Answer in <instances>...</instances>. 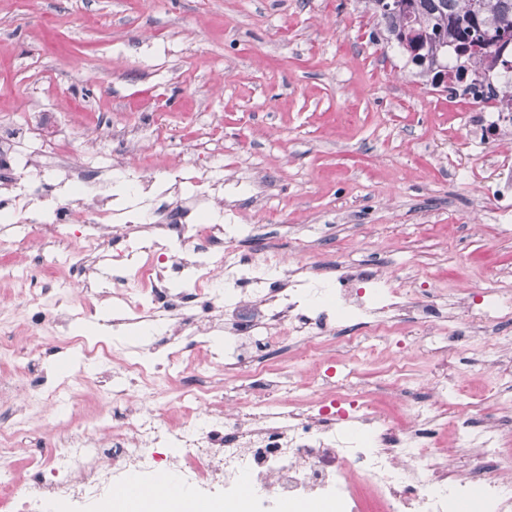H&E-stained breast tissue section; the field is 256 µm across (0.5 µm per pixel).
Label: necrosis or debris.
<instances>
[{
	"mask_svg": "<svg viewBox=\"0 0 512 512\" xmlns=\"http://www.w3.org/2000/svg\"><path fill=\"white\" fill-rule=\"evenodd\" d=\"M445 67L449 98L472 104L468 127L475 146L511 140L512 108L503 105L501 92L512 82V68L497 63L462 79L452 54ZM0 162L17 172L0 183V220L22 213L28 237L41 243L64 241L67 228L84 226L73 280L85 292L112 297L113 332L138 324L152 343L172 348L164 364L144 363L141 354L129 352L122 374L112 380V413L101 428L73 429L54 454L36 452L24 484L7 474L0 480V512H124L131 483L151 492L167 477L195 497L198 512H281L286 504L292 512H311L314 503L330 512H368L363 486L375 492L377 512H454L462 500L474 512H512V469L495 465L503 430L512 425V399L485 413L452 401L451 376L419 388L400 374L393 388L412 395L413 405L410 420L395 424L370 402L337 393L328 379L319 386L320 399L300 397L291 373L261 396L244 398L238 388L176 372L183 353L195 350L229 311L248 307L257 317L227 322L223 348L207 351L203 363L220 361L248 375L251 350L268 349L284 335L313 350L354 319L367 330L370 354L399 334L405 315L415 321L417 341L435 343L448 327L433 303L388 288L378 271L346 266L322 283L304 264L286 266L276 248L242 254L239 246L250 230L239 223V210L226 211L223 223L210 222L204 177L179 166L169 168V181L196 187L198 204L191 211L161 193L152 205L140 206L139 195L153 185L149 178L131 191L133 205L113 208L102 193L85 202L83 185L95 180L92 171L72 179L70 196L33 210L41 169L20 162L1 133ZM104 242L116 264L108 289L93 277ZM54 296L43 277L22 289L17 300L29 324H58ZM461 315L472 332L484 333L512 321V304L484 287L464 302ZM38 354L35 347L21 350L14 375L0 377V400H57L58 388L35 370ZM439 414L452 416L454 446L470 460L466 468H449L444 450L428 446V425Z\"/></svg>",
	"mask_w": 512,
	"mask_h": 512,
	"instance_id": "4bbe7bcc",
	"label": "necrosis or debris"
}]
</instances>
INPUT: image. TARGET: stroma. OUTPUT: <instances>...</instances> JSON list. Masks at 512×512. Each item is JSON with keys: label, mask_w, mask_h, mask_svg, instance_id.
I'll return each instance as SVG.
<instances>
[{"label": "stroma", "mask_w": 512, "mask_h": 512, "mask_svg": "<svg viewBox=\"0 0 512 512\" xmlns=\"http://www.w3.org/2000/svg\"><path fill=\"white\" fill-rule=\"evenodd\" d=\"M148 94L163 134L125 145L126 160L149 149L161 163L203 166L194 135L209 126L225 175L264 196V208L243 212L256 245L291 256L308 243L305 259L323 280L350 258L391 270L392 287L413 281L425 301L463 297L492 279L512 299V232L481 192L512 145L475 154L468 104L426 82L364 0H0V126H20L16 156L42 152L58 134L79 144L100 124L135 123ZM22 235L0 223V257L48 264L68 279L67 254L81 239L36 259L19 253ZM35 341L47 350L42 370L63 363L88 401L82 424L92 425L98 406L112 404L103 375L120 370L121 357L54 350L47 329ZM459 345L455 357L381 345L359 359L355 385L384 398L395 368L437 365L457 378V401L495 411L490 389L512 397V369L484 368L494 349L482 339ZM303 356L284 336L254 362L273 381ZM52 414L20 399L0 404V443L12 445L17 467L35 445L56 444ZM20 416L28 429L11 437Z\"/></svg>", "instance_id": "obj_1"}]
</instances>
